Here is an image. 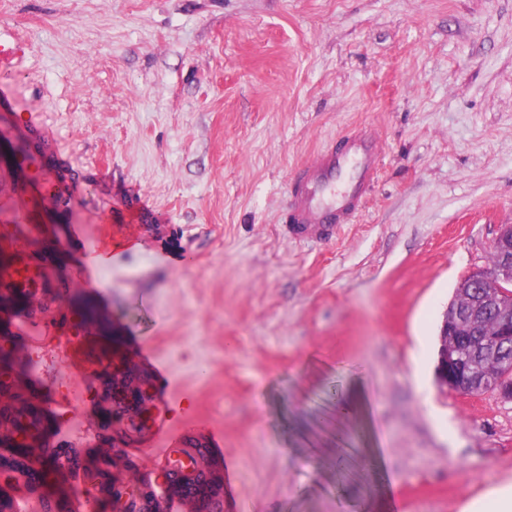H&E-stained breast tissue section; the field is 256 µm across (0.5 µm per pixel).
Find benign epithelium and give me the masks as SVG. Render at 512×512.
<instances>
[{"label": "benign epithelium", "mask_w": 512, "mask_h": 512, "mask_svg": "<svg viewBox=\"0 0 512 512\" xmlns=\"http://www.w3.org/2000/svg\"><path fill=\"white\" fill-rule=\"evenodd\" d=\"M497 265L471 270L458 283L448 304L438 335L434 369L438 389L472 396L494 394L512 402V365L503 358L512 346V224H501L492 245ZM493 315L494 328L482 330L485 318ZM112 422V512H215L211 502L222 499V479L217 466L198 454L202 443L177 448L154 478L130 481L122 475L126 463L118 449L140 443L152 418V394L148 378L128 360L110 361ZM22 428L0 436V446H36L39 434Z\"/></svg>", "instance_id": "7a95c632"}]
</instances>
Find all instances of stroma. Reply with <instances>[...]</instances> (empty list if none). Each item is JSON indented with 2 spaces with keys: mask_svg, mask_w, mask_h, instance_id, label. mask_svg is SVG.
Returning a JSON list of instances; mask_svg holds the SVG:
<instances>
[{
  "mask_svg": "<svg viewBox=\"0 0 512 512\" xmlns=\"http://www.w3.org/2000/svg\"><path fill=\"white\" fill-rule=\"evenodd\" d=\"M0 239L50 255L53 320L98 312L153 393L140 455L214 448L224 512H461L512 480V403L441 393L458 282L512 224V0H0ZM53 133L40 139L22 119ZM381 173L327 239L284 232L294 173L356 129ZM57 192L37 193L28 155ZM132 241L92 280L67 225ZM107 375L77 406L101 430ZM362 387L353 419L333 393Z\"/></svg>",
  "mask_w": 512,
  "mask_h": 512,
  "instance_id": "stroma-1",
  "label": "stroma"
}]
</instances>
